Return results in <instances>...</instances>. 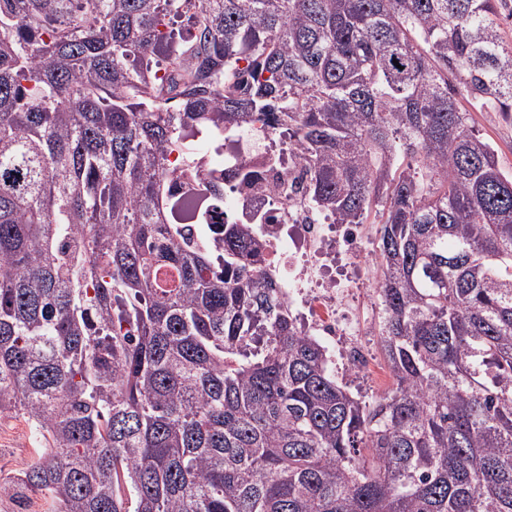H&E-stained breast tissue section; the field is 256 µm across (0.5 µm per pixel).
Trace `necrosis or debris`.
Returning <instances> with one entry per match:
<instances>
[{"mask_svg": "<svg viewBox=\"0 0 512 512\" xmlns=\"http://www.w3.org/2000/svg\"><path fill=\"white\" fill-rule=\"evenodd\" d=\"M204 175L195 190L206 191L213 178L224 184V206L212 212V223L254 216L261 258L289 306L317 335L332 338L338 353L366 366L360 341L369 324L350 310L354 286L379 280L378 269L365 263L370 226L318 215L296 190L308 179L297 150L259 127L235 136Z\"/></svg>", "mask_w": 512, "mask_h": 512, "instance_id": "1", "label": "necrosis or debris"}]
</instances>
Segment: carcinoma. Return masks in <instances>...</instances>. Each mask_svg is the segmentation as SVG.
I'll return each mask as SVG.
<instances>
[{
  "mask_svg": "<svg viewBox=\"0 0 512 512\" xmlns=\"http://www.w3.org/2000/svg\"><path fill=\"white\" fill-rule=\"evenodd\" d=\"M503 0H0V414L50 512H512ZM260 124L381 224L393 386L337 383L247 224L189 202ZM177 151L181 167H170ZM224 241V254L208 247ZM476 129L497 150L500 166L512 172V116L502 112H472Z\"/></svg>",
  "mask_w": 512,
  "mask_h": 512,
  "instance_id": "obj_1",
  "label": "carcinoma"
}]
</instances>
